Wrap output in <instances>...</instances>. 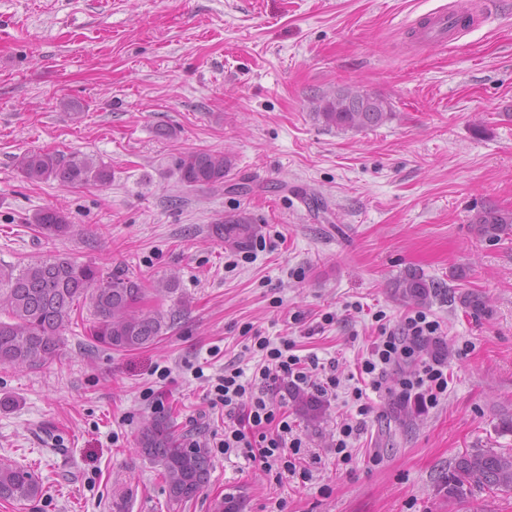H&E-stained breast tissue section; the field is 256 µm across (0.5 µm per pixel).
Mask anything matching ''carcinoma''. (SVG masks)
Listing matches in <instances>:
<instances>
[{"instance_id":"cac0c4a2","label":"carcinoma","mask_w":512,"mask_h":512,"mask_svg":"<svg viewBox=\"0 0 512 512\" xmlns=\"http://www.w3.org/2000/svg\"><path fill=\"white\" fill-rule=\"evenodd\" d=\"M314 118L327 128L368 130L380 127L393 116L384 98L357 88L339 89L309 101ZM233 166L222 152L191 151L177 161L180 181L189 186L224 184ZM17 168L29 181L57 180L64 186L106 184L112 172L86 156H61L30 151L18 158ZM31 223L47 238L66 237L72 225L65 214L53 209L36 212ZM471 223L481 234L497 240L512 228V211L489 206L477 211ZM213 233L232 249L248 248L258 228L245 211L227 216L213 225ZM403 296L424 303L438 295L443 284L408 273L394 283ZM176 288V280L157 282L152 288L119 273H104L94 262L68 257L46 258L17 271L0 266V365L36 369L59 359L61 333L69 325L74 305L87 301L94 322L90 336L95 347L115 351L147 348L171 326V316L158 309H145L148 293L160 295ZM139 452L163 468L169 499L181 502L196 497L210 474V456L204 445H189L186 436L176 435L163 416L153 417L142 429ZM512 492V451L473 448L459 454L448 469L445 489L448 499L463 503L471 486ZM41 485L24 466L0 459V500L25 501L36 498Z\"/></svg>"}]
</instances>
